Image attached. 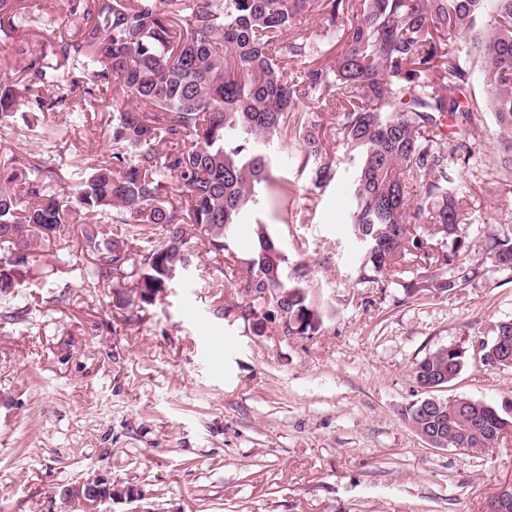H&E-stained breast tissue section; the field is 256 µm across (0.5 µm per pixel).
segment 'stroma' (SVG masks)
<instances>
[{
	"instance_id": "35a3bbf8",
	"label": "stroma",
	"mask_w": 512,
	"mask_h": 512,
	"mask_svg": "<svg viewBox=\"0 0 512 512\" xmlns=\"http://www.w3.org/2000/svg\"><path fill=\"white\" fill-rule=\"evenodd\" d=\"M81 98L28 112V128L0 134V156L29 154L60 176L104 152L112 90H95L88 122L69 131ZM481 163H457L472 224L458 259L477 267L464 288L440 293L437 265L408 266L387 288L357 283L359 251L347 231L356 162L329 150L334 179L311 183L295 142L281 149L261 212L304 268L323 312L312 336L282 338L238 317L247 298L225 265L202 272L150 306H118L134 287L88 280L80 225L45 255L12 301L0 299V512H67L66 486L97 472L135 489L150 512H487L512 485V433L474 452L431 448L403 413L423 396L415 362L470 348L512 319V272L485 257L512 210V182L497 159L489 113L475 120ZM512 405V369L467 361L446 390Z\"/></svg>"
}]
</instances>
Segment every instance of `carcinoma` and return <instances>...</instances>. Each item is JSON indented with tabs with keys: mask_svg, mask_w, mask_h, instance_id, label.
Wrapping results in <instances>:
<instances>
[{
	"mask_svg": "<svg viewBox=\"0 0 512 512\" xmlns=\"http://www.w3.org/2000/svg\"><path fill=\"white\" fill-rule=\"evenodd\" d=\"M77 31L47 46H21L18 80L0 79V128L21 103L43 110V89L74 93L78 123L101 85H114L109 149L87 158L63 195L53 171L27 155L0 158V295L17 297L30 260L49 251L72 214L93 262L87 277L108 282L132 266L136 286L118 303L151 305L197 257L202 234L213 263L245 265L234 283L250 298L240 317L264 330L313 336L323 314L306 273L285 275L288 260L257 217L272 178L274 143L298 142L313 183L333 179L325 142L331 128L359 153L349 234L365 246L358 278L384 285L428 253V237L451 241L448 277L433 287L466 285L475 269L457 262L470 226L464 195L453 188L457 152L475 156V116L496 128L500 174L512 177V0H67ZM319 18L322 34L297 29ZM56 27L24 0H0V47L24 28ZM479 80L485 97L477 98ZM309 102L307 110L298 103ZM252 223L257 247L230 252L236 227ZM100 224H121L106 240ZM166 240L131 260L127 244L157 226ZM491 262L512 272V233L495 242ZM473 355L487 368L512 367V321H500ZM466 350L455 345L413 368L425 397L406 409L420 435L470 451L489 448L512 426L508 409L442 398L461 374Z\"/></svg>",
	"mask_w": 512,
	"mask_h": 512,
	"instance_id": "1",
	"label": "carcinoma"
}]
</instances>
